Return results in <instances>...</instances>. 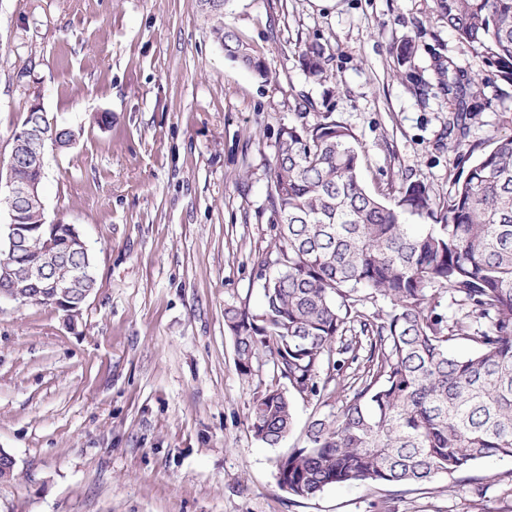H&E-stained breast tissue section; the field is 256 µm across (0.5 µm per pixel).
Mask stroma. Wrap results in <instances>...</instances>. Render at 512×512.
<instances>
[{
    "label": "stroma",
    "mask_w": 512,
    "mask_h": 512,
    "mask_svg": "<svg viewBox=\"0 0 512 512\" xmlns=\"http://www.w3.org/2000/svg\"><path fill=\"white\" fill-rule=\"evenodd\" d=\"M224 24L268 81L225 58L198 0H0V170L30 101L80 130L70 150H46L43 201L79 229L97 278L72 325L51 305L0 304V448L16 460L0 512H512L510 458L424 486L289 496L278 458L349 395L296 402L288 438L261 444L247 416L272 360L260 352L241 377L224 325L225 308L260 303L282 129L329 116L356 135L373 195L408 179L443 200L466 154L512 135V82L449 32L436 0H228ZM407 38L426 90L398 74ZM306 42L328 47L326 79L303 70ZM439 60L475 80L462 150Z\"/></svg>",
    "instance_id": "35a3bbf8"
}]
</instances>
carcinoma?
<instances>
[{
    "label": "carcinoma",
    "instance_id": "obj_1",
    "mask_svg": "<svg viewBox=\"0 0 512 512\" xmlns=\"http://www.w3.org/2000/svg\"><path fill=\"white\" fill-rule=\"evenodd\" d=\"M226 2L198 0L214 40L268 80L256 51L224 27ZM436 6L448 29L512 80V0ZM299 57L308 75L323 76L327 47L305 43ZM436 70L455 102L448 140L460 147L470 134L473 82L441 61ZM361 162L354 134L326 117L284 132L268 192L277 241L258 261L261 304L224 309L239 374L252 377L259 351L271 356L272 377L249 413L253 436L271 447L293 429V399L324 396V362L340 376L366 350L361 372L336 381L350 391L342 414L313 420L307 445L277 461L280 488L296 498L337 484L426 485L512 457V136L472 162L443 202L407 181L386 203L363 186ZM14 171L36 187L8 203L27 227L25 243L0 253L22 282L42 261L49 231L44 170L20 163ZM55 233L51 279L76 294L95 287L92 254L74 244L67 224ZM380 302L389 310L366 312ZM458 339L472 343L465 356L451 352Z\"/></svg>",
    "mask_w": 512,
    "mask_h": 512
}]
</instances>
